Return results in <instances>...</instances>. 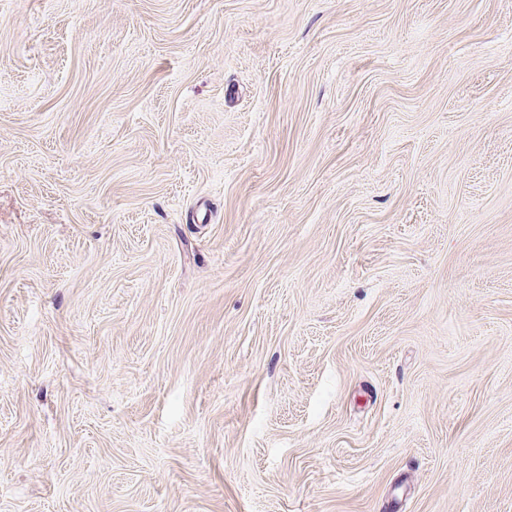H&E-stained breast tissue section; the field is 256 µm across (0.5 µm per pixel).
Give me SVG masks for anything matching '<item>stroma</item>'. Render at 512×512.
Listing matches in <instances>:
<instances>
[{"mask_svg":"<svg viewBox=\"0 0 512 512\" xmlns=\"http://www.w3.org/2000/svg\"><path fill=\"white\" fill-rule=\"evenodd\" d=\"M0 512H512V0H0Z\"/></svg>","mask_w":512,"mask_h":512,"instance_id":"obj_1","label":"stroma"}]
</instances>
